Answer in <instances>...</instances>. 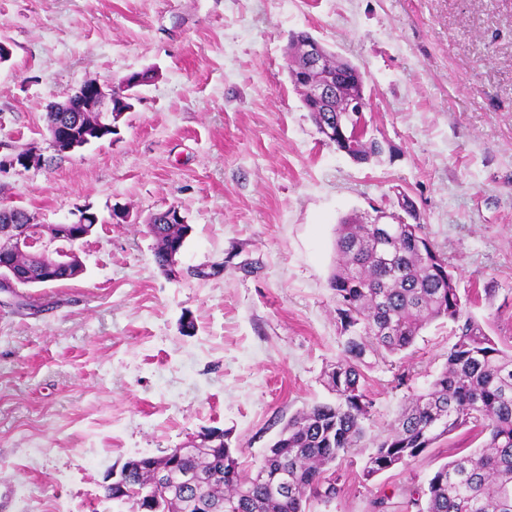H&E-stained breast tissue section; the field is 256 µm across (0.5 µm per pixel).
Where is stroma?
Masks as SVG:
<instances>
[{"label": "stroma", "mask_w": 512, "mask_h": 512, "mask_svg": "<svg viewBox=\"0 0 512 512\" xmlns=\"http://www.w3.org/2000/svg\"><path fill=\"white\" fill-rule=\"evenodd\" d=\"M300 31L361 68L378 157L322 141L288 75ZM1 37L0 154L27 144L44 163L0 174V205L99 222L82 276L23 307L0 293V512H132L106 498L109 474L206 428L255 474L292 414L332 398L337 225L397 223L405 197L471 315L512 348V0H0ZM147 69L117 133L55 155L49 103ZM171 205L192 227L175 280L145 231ZM454 329L435 321L364 368L367 439L443 370ZM482 441L464 427L368 480L355 449L306 512H415L412 492Z\"/></svg>", "instance_id": "1"}]
</instances>
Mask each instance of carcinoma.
<instances>
[{"mask_svg": "<svg viewBox=\"0 0 512 512\" xmlns=\"http://www.w3.org/2000/svg\"><path fill=\"white\" fill-rule=\"evenodd\" d=\"M382 153V143L360 136L352 159L362 163ZM385 242L377 224L344 221L338 225L336 268L330 287L342 329L350 332L343 353L328 375L335 400L315 404L288 418L264 455L262 466L288 474V492L272 490L258 477L241 474L228 439L196 454L127 461L122 481L105 488L108 498L128 501L138 512H198L177 481L184 470L206 475L199 497L204 512H306L321 489L323 475L336 461L360 447L362 420L372 401L364 389L361 366L371 357L396 355L410 348L429 323L446 319L457 325L447 363L430 388L412 397L389 432L373 443L364 479L406 466L437 440L469 424L488 433L485 444L443 464L429 479L425 506L418 512H512V353L498 348L466 309L448 263L419 224H398ZM189 224H155L156 265L170 251H181ZM169 469V493L152 491L155 473Z\"/></svg>", "mask_w": 512, "mask_h": 512, "instance_id": "1", "label": "carcinoma"}]
</instances>
